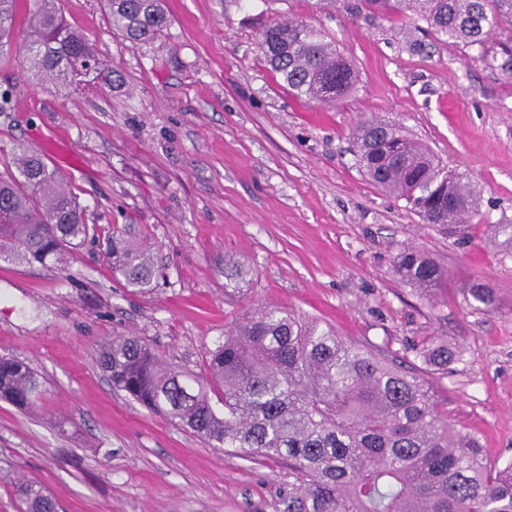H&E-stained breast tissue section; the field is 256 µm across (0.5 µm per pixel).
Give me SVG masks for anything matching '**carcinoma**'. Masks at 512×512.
<instances>
[{
	"label": "carcinoma",
	"mask_w": 512,
	"mask_h": 512,
	"mask_svg": "<svg viewBox=\"0 0 512 512\" xmlns=\"http://www.w3.org/2000/svg\"><path fill=\"white\" fill-rule=\"evenodd\" d=\"M0 0V55L18 32ZM372 13L410 15L438 41L479 50L492 69L512 75V0H359ZM112 30L133 41L168 26L163 0H104ZM266 63L299 97L329 104L349 94L357 75L325 30L303 20L276 21L260 33ZM27 79L67 91L80 78L111 80L90 40L63 17L62 0H30L22 46ZM360 170L377 187L406 201L425 223L461 232L479 214L480 191L440 167L422 144L384 120L354 133ZM96 238V225L67 180L45 159L22 149L0 172V257L44 264ZM112 269L133 288L152 283L147 251L112 241ZM396 273L419 288L436 287L441 267L417 249L402 251ZM476 310L496 304L477 282L464 288ZM456 352L428 354L448 368ZM99 363L115 388L208 444L249 459L286 460L275 512H512V460L492 464L479 439L458 431L416 376L346 341L329 326L281 308H251L224 329L207 352L205 376L182 371L139 336L106 343ZM220 393L219 409L211 395ZM29 364L0 357V400L24 412L44 401ZM23 512H52L46 490L20 486Z\"/></svg>",
	"instance_id": "carcinoma-1"
}]
</instances>
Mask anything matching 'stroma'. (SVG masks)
Returning a JSON list of instances; mask_svg holds the SVG:
<instances>
[{
    "label": "stroma",
    "mask_w": 512,
    "mask_h": 512,
    "mask_svg": "<svg viewBox=\"0 0 512 512\" xmlns=\"http://www.w3.org/2000/svg\"><path fill=\"white\" fill-rule=\"evenodd\" d=\"M356 2L164 0L167 29L134 43L110 33L100 0H63L117 76L67 93L23 85L20 57L0 56V87L20 86L0 112V161L64 135L77 165L61 174L87 223L123 232L160 268L157 284L128 288L98 246L59 264L0 259V356L28 363L47 391L39 415L0 401V512H19L29 481L60 512H273L287 464L208 445L132 401L98 363L105 342L141 336L201 373L225 325L266 305L402 361L488 460L512 458V250L488 230L512 224V78L474 47L413 51L408 18ZM288 19L335 40L358 73L352 93L325 105L270 69L259 33ZM371 119L401 126L480 188L464 235L367 180L352 133ZM407 248L446 270L431 293L396 274ZM472 282L493 289L494 309L467 305ZM439 342L460 350L444 371L421 353Z\"/></svg>",
    "instance_id": "1"
}]
</instances>
